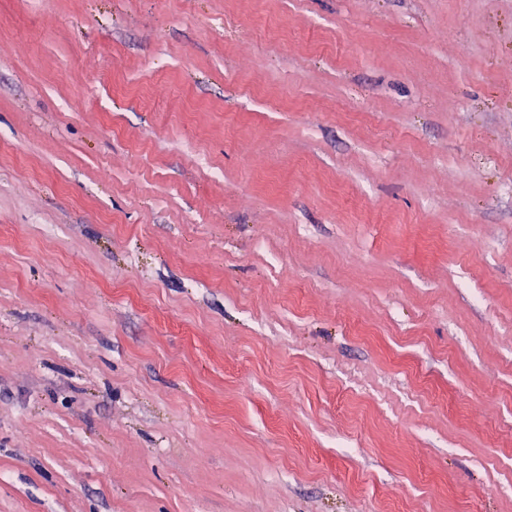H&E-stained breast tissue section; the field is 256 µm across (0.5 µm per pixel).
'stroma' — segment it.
I'll return each mask as SVG.
<instances>
[{
    "label": "stroma",
    "instance_id": "1",
    "mask_svg": "<svg viewBox=\"0 0 512 512\" xmlns=\"http://www.w3.org/2000/svg\"><path fill=\"white\" fill-rule=\"evenodd\" d=\"M0 512H512V0H0Z\"/></svg>",
    "mask_w": 512,
    "mask_h": 512
}]
</instances>
